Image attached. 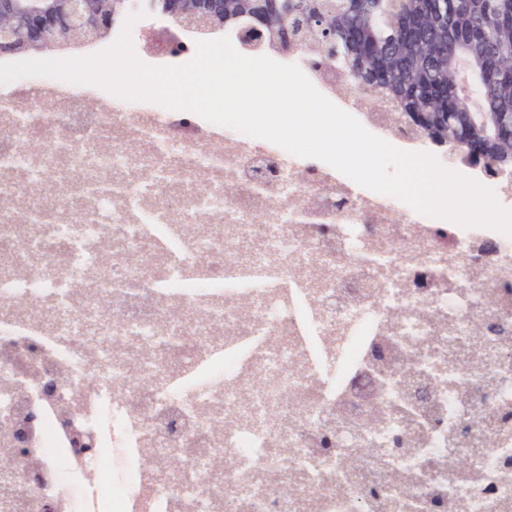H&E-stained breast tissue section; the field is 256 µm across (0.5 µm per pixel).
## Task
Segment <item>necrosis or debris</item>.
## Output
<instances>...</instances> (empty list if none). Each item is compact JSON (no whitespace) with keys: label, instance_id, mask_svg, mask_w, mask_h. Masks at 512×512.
<instances>
[{"label":"necrosis or debris","instance_id":"1","mask_svg":"<svg viewBox=\"0 0 512 512\" xmlns=\"http://www.w3.org/2000/svg\"><path fill=\"white\" fill-rule=\"evenodd\" d=\"M301 69L371 133L432 152ZM77 92L50 80L38 112L27 79L0 95V512H512V419L474 422L512 409V236L264 139L214 149L222 126L188 111L78 109ZM401 386L424 390L422 426Z\"/></svg>","mask_w":512,"mask_h":512}]
</instances>
